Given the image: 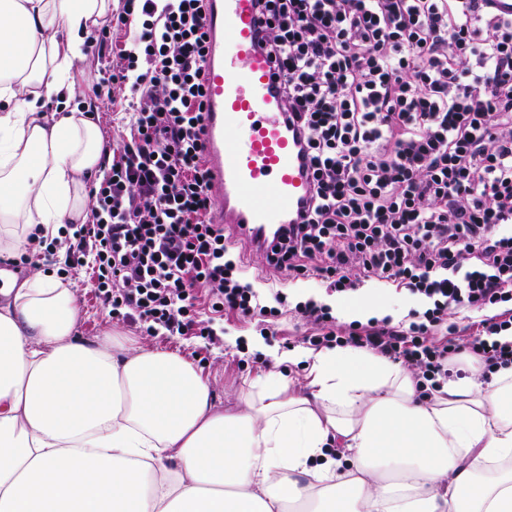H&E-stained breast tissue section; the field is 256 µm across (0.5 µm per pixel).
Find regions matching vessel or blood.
Masks as SVG:
<instances>
[{"mask_svg": "<svg viewBox=\"0 0 512 512\" xmlns=\"http://www.w3.org/2000/svg\"><path fill=\"white\" fill-rule=\"evenodd\" d=\"M204 147L215 217L249 245L278 238L307 197L300 143L275 85L284 74L259 47L255 0H207Z\"/></svg>", "mask_w": 512, "mask_h": 512, "instance_id": "1", "label": "vessel or blood"}]
</instances>
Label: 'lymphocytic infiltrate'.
<instances>
[{"mask_svg":"<svg viewBox=\"0 0 512 512\" xmlns=\"http://www.w3.org/2000/svg\"><path fill=\"white\" fill-rule=\"evenodd\" d=\"M206 0H120L99 32L135 26L106 83L129 94L128 135L90 213L29 244L60 274L91 273L110 315L148 336H204L233 316L309 325L317 348L355 347L414 371L421 395L477 357L512 368V13L491 0H257L259 46L302 144L311 192L256 288L224 227L207 222ZM343 299L406 292L407 315L338 323L281 274ZM478 315L468 334L452 317Z\"/></svg>","mask_w":512,"mask_h":512,"instance_id":"lymphocytic-infiltrate-1","label":"lymphocytic infiltrate"}]
</instances>
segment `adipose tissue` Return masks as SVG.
<instances>
[{
	"label": "adipose tissue",
	"mask_w": 512,
	"mask_h": 512,
	"mask_svg": "<svg viewBox=\"0 0 512 512\" xmlns=\"http://www.w3.org/2000/svg\"><path fill=\"white\" fill-rule=\"evenodd\" d=\"M112 0H0V253L86 219L103 136L78 109L43 115L85 75ZM52 273L0 282V512H512V368L419 397L370 351L289 355L303 384L250 380L222 409L184 357L75 335Z\"/></svg>",
	"instance_id": "ef3b65f1"
}]
</instances>
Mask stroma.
Wrapping results in <instances>:
<instances>
[{
    "label": "stroma",
    "mask_w": 512,
    "mask_h": 512,
    "mask_svg": "<svg viewBox=\"0 0 512 512\" xmlns=\"http://www.w3.org/2000/svg\"><path fill=\"white\" fill-rule=\"evenodd\" d=\"M123 34H115L112 42L89 51L87 60L89 68L85 80L77 86L71 100L72 105L82 106L84 102H93L97 108L96 120L105 135V142L114 146L121 143L127 131L117 121L121 102L113 101L108 86L102 85V78L115 62L112 52L113 43L124 42ZM71 288L83 310L75 334L84 339L101 335L102 331L114 328L121 331L131 344L150 345L160 349L179 352L184 357H191L193 351L203 350L204 359L200 367L214 386V402L219 407L231 405L245 387L248 379L259 375H285L297 380L303 379V365L282 362L281 357L289 351L306 348L305 338L310 330L305 322L298 318L287 317L275 323L274 337L269 338L267 350L262 354L261 362H252L239 352L236 343L246 336H256L260 328L256 322H248L229 317L224 321V334L213 345H205L202 338L196 336H156L141 335L134 325L109 316L108 311L97 300L92 286L84 271L73 272L68 277ZM347 306L354 310V319L367 321L368 318L392 315L402 318L410 308L406 296L393 287L368 284L352 298L347 299Z\"/></svg>",
    "instance_id": "35a3bbf8"
}]
</instances>
